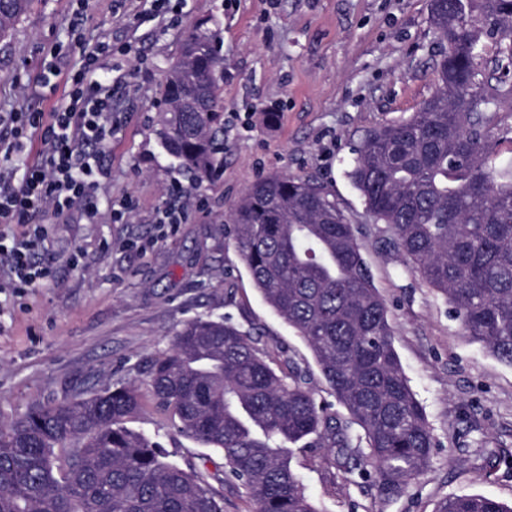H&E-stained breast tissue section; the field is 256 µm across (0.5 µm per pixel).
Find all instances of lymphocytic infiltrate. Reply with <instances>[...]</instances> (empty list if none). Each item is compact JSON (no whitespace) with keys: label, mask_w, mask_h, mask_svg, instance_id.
I'll list each match as a JSON object with an SVG mask.
<instances>
[{"label":"lymphocytic infiltrate","mask_w":512,"mask_h":512,"mask_svg":"<svg viewBox=\"0 0 512 512\" xmlns=\"http://www.w3.org/2000/svg\"><path fill=\"white\" fill-rule=\"evenodd\" d=\"M129 47L101 41L83 49L78 67L62 71L41 63L42 79L65 76L66 92L49 113L0 114L7 139L0 140V289L22 292L51 275L37 262L51 220L83 212L98 215L97 192L108 171L100 148L112 135V88L97 75L108 60Z\"/></svg>","instance_id":"lymphocytic-infiltrate-1"}]
</instances>
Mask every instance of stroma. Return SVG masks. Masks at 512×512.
I'll use <instances>...</instances> for the list:
<instances>
[{
	"instance_id": "35a3bbf8",
	"label": "stroma",
	"mask_w": 512,
	"mask_h": 512,
	"mask_svg": "<svg viewBox=\"0 0 512 512\" xmlns=\"http://www.w3.org/2000/svg\"><path fill=\"white\" fill-rule=\"evenodd\" d=\"M431 0H181L174 25L131 24L112 0H35L14 37L0 42V113L49 111L64 85L40 93L37 63L59 45L78 65L85 43L107 37L131 52L104 70L115 89L116 132L103 148L111 176L98 191L96 223L73 211L50 225L42 262L47 285L0 293V417L38 404L117 387L146 376L172 333L196 317H230L257 346L292 359L320 398L329 390L303 340L263 302L229 232L232 205L275 173L327 187L359 229L362 253L384 298L393 343L437 443L428 466L404 491L380 499L358 476L299 448L292 465L318 512H437L448 497L482 494L512 502V366L464 336L445 299L365 215L347 176L354 151L378 126L408 118L438 84L444 46L430 22ZM209 20L224 58V166L191 197L184 224L155 217L191 189L158 144L159 88L188 29ZM278 119L268 124L265 114ZM130 200L127 222L111 207ZM132 428L155 437L169 461L202 475L224 512H251L224 460L178 429L171 415L145 410Z\"/></svg>"
}]
</instances>
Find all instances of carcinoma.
Segmentation results:
<instances>
[{
  "label": "carcinoma",
  "mask_w": 512,
  "mask_h": 512,
  "mask_svg": "<svg viewBox=\"0 0 512 512\" xmlns=\"http://www.w3.org/2000/svg\"><path fill=\"white\" fill-rule=\"evenodd\" d=\"M32 0H0V42ZM432 25L447 47L441 105L371 130L348 177L366 215L444 296L465 335L512 366V161L496 167L492 119L512 103V0H443ZM492 42L494 55L483 57ZM224 58L208 20L184 37L163 87L154 133L203 182L224 165ZM198 98L199 110L184 107ZM231 233L262 300L308 346L331 395L307 387L294 362L274 369L229 318H193L152 360L147 380L0 424V512H224L196 473L129 427L149 394L180 431L224 458L252 512H318L291 465L294 448H327L332 463L400 494L427 466L435 440L393 345L358 227L332 193L286 174L253 183L230 211ZM438 512H512L457 495Z\"/></svg>",
  "instance_id": "1"
}]
</instances>
